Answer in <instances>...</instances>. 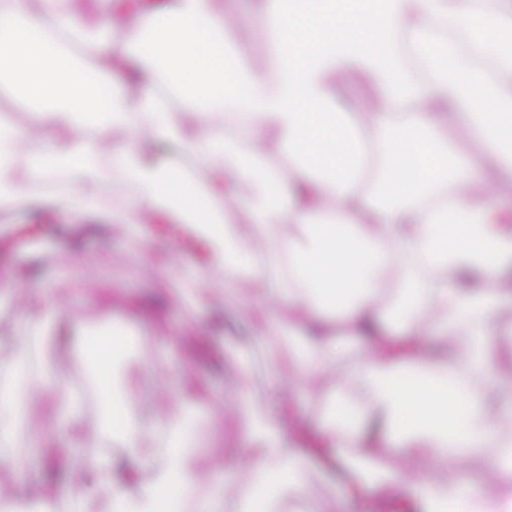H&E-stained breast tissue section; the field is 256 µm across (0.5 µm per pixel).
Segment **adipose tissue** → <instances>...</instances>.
Returning <instances> with one entry per match:
<instances>
[{"label":"adipose tissue","mask_w":512,"mask_h":512,"mask_svg":"<svg viewBox=\"0 0 512 512\" xmlns=\"http://www.w3.org/2000/svg\"><path fill=\"white\" fill-rule=\"evenodd\" d=\"M331 0H267L259 14L274 73L237 61L224 40L237 23L225 0H168L164 12L129 11L120 43L92 35L64 0H0V83L50 115L37 127L0 126V209L16 206L68 218L168 227L158 251L189 240L202 263L174 270L176 285L224 274V300L245 311L274 304L295 312L283 353L278 337L242 340L238 367L260 350L267 368L306 375L338 368L345 392L329 398L323 426L302 431L266 397H249L247 439L260 452L255 481L237 499L215 486L198 494L197 405L157 418L123 392L140 369L104 356L112 390L101 403L105 451L71 457L112 490L107 512H162L165 498L191 499L193 512H512V492L463 482L474 461L512 471V226L475 197L474 169L455 155L449 125H462L486 157L512 174V11L474 0H382L358 14L351 34L302 27ZM368 75L376 96L349 111L341 85ZM224 130L211 134L213 114ZM121 127L107 165L94 145L74 151L82 127ZM173 145L200 177L146 158L136 138ZM380 156L370 169L369 148ZM287 155L282 169L270 152ZM67 168L60 191L36 192ZM129 187L119 209L101 204L102 186ZM292 225L289 236L278 233ZM398 274L394 321L404 340L376 325L381 275ZM35 335L0 357V467L23 472L31 458L17 430L33 379L64 388L44 371L43 346L59 343L62 318L48 281L32 287ZM435 314L443 349L411 328ZM84 402L69 392L58 418L34 445L77 448ZM386 456L400 466L375 476L350 457ZM324 474L323 488L305 476ZM88 488L34 497L19 487L8 512H90Z\"/></svg>","instance_id":"ef3b65f1"}]
</instances>
